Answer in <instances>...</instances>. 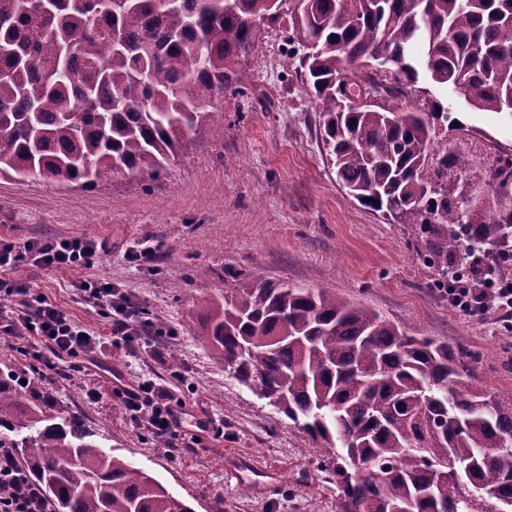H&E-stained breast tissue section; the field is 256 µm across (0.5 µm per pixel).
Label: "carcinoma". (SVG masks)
<instances>
[{"mask_svg":"<svg viewBox=\"0 0 512 512\" xmlns=\"http://www.w3.org/2000/svg\"><path fill=\"white\" fill-rule=\"evenodd\" d=\"M0 0V178L27 170L93 188L160 175L202 136L235 89L252 21L288 16L289 60L320 101L321 140L340 185L387 220L419 224L427 261L473 240L512 264V210L463 207L476 177L463 153L431 157L440 132L470 133L438 100L408 90L460 77L472 106L512 114V0ZM379 96L363 109L344 94ZM512 193V155L482 172ZM212 356L336 454L342 512H512V397L496 398L428 336L324 289L255 278L205 324ZM0 370V447L55 512H191L144 469L105 452L75 416L59 424Z\"/></svg>","mask_w":512,"mask_h":512,"instance_id":"1","label":"carcinoma"}]
</instances>
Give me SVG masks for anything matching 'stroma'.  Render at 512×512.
<instances>
[{"label":"stroma","instance_id":"stroma-1","mask_svg":"<svg viewBox=\"0 0 512 512\" xmlns=\"http://www.w3.org/2000/svg\"><path fill=\"white\" fill-rule=\"evenodd\" d=\"M288 21L262 24L239 69V92L157 178L119 176L91 189L43 179H0V238L96 237L111 249L86 274L127 292L162 328L158 356L105 344L93 365L51 386L58 420L79 416L105 452L143 468L192 512H342L335 458L213 359L203 324L216 299L252 273L275 284L323 288L418 336L447 343L492 395L512 396V331L493 312L467 316L434 286L420 259L418 225L387 221L342 188L322 148L311 88L284 69ZM454 116L472 128L459 142L477 168L512 153V115L480 110L452 91ZM17 278L88 332L110 328L75 290L77 273L20 262ZM151 378L208 430L187 427L192 447L164 453L114 398L115 376ZM97 400H88V391Z\"/></svg>","mask_w":512,"mask_h":512}]
</instances>
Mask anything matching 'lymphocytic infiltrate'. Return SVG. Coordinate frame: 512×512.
Masks as SVG:
<instances>
[{
    "label": "lymphocytic infiltrate",
    "instance_id": "lymphocytic-infiltrate-1",
    "mask_svg": "<svg viewBox=\"0 0 512 512\" xmlns=\"http://www.w3.org/2000/svg\"><path fill=\"white\" fill-rule=\"evenodd\" d=\"M106 242L78 237H46L16 244L0 241V335L16 339L17 350L32 373L49 381L71 378L73 371L92 362L101 349V337L90 334L63 308L13 276L20 261L45 269L88 268L93 259L108 251ZM468 267L467 284L448 289V301L459 312L480 316L496 310L512 315V278L494 276L479 252L463 253ZM80 297L96 308L111 328L114 343L136 350L160 328L144 319L129 304L123 290L106 279H79ZM124 410L175 454L186 442L180 431L185 422L180 404L150 379L118 380L114 389ZM0 512H53L50 499L18 461L15 449L0 448Z\"/></svg>",
    "mask_w": 512,
    "mask_h": 512
}]
</instances>
